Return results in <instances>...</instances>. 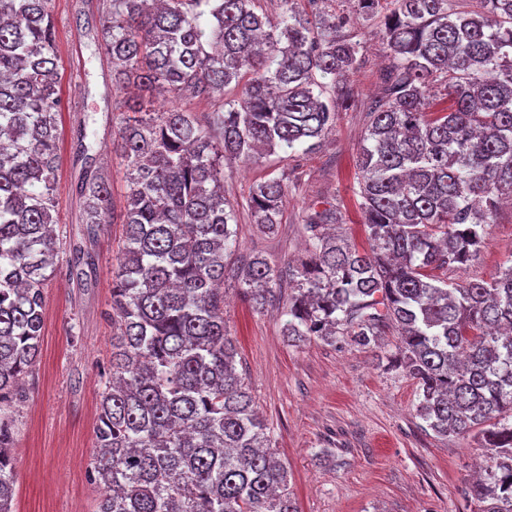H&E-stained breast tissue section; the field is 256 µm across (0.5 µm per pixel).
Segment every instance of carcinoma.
Here are the masks:
<instances>
[{
    "instance_id": "carcinoma-1",
    "label": "carcinoma",
    "mask_w": 512,
    "mask_h": 512,
    "mask_svg": "<svg viewBox=\"0 0 512 512\" xmlns=\"http://www.w3.org/2000/svg\"><path fill=\"white\" fill-rule=\"evenodd\" d=\"M100 0L96 38L112 85L139 95L112 153L126 170L112 272V359L96 409L95 512H298L224 322V282L277 306L293 341L360 350L397 336L392 366L415 381L418 416L486 456L466 489L473 512H512V264L448 281L512 200V0H352L383 16L392 64L365 115L357 156L367 251L336 238L334 206L303 220L305 257L241 264L224 164L277 148L315 150L353 95L360 42L308 0ZM52 0H0V512H16V408L39 355L58 254V112ZM168 94L179 106L154 115ZM208 101L201 114L187 108ZM284 177L253 184L247 211L278 233ZM85 232L114 215L112 186L87 169Z\"/></svg>"
}]
</instances>
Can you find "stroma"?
Segmentation results:
<instances>
[{
    "instance_id": "1",
    "label": "stroma",
    "mask_w": 512,
    "mask_h": 512,
    "mask_svg": "<svg viewBox=\"0 0 512 512\" xmlns=\"http://www.w3.org/2000/svg\"><path fill=\"white\" fill-rule=\"evenodd\" d=\"M344 30L361 44L364 62L350 77L354 100L336 116L331 134L312 153L276 149L224 167V190L245 208L252 185L287 175L277 235L262 234L248 216L237 227L239 252H262L281 266L304 248L302 219L316 202L341 212L337 230L368 247L359 207L354 159L364 116L379 100L380 72L391 63L379 20L336 0ZM96 0H54L53 25L64 108L58 116L60 168L56 232L59 253L47 288L41 351L33 387L19 409L15 450L16 512H91L98 490L89 475L95 407L110 365L112 323L106 317L122 227L107 224L85 236L77 185L86 147L112 179L113 206H124L125 171L112 153L116 119L125 95L113 90L110 65L95 33ZM80 242L94 263L81 275L71 260ZM512 255V205L485 228L484 243L467 267L451 270L463 282L490 279ZM224 320L238 342V370L260 414L274 430L299 512H468L467 480L484 459L471 437L442 440L424 431L416 384L387 358L359 350L346 337L288 341L283 318L254 311L236 283L226 281ZM79 320V340L69 324Z\"/></svg>"
}]
</instances>
